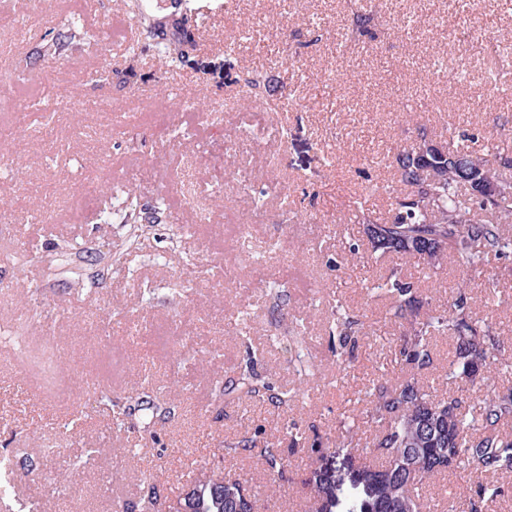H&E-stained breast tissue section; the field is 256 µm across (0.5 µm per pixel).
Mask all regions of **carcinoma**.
Segmentation results:
<instances>
[{"mask_svg": "<svg viewBox=\"0 0 512 512\" xmlns=\"http://www.w3.org/2000/svg\"><path fill=\"white\" fill-rule=\"evenodd\" d=\"M131 9L139 26L165 63L189 67L202 75L214 66L196 60L197 42L190 32L192 8L186 7L180 18L166 22L148 12L142 0H133ZM88 31L74 23L44 45V55L54 58L69 45L85 41ZM246 106L261 102L267 78L259 71L246 79ZM431 140H420L406 149L418 150L417 175L396 157L401 190L389 196V217L375 218L363 209L345 219L364 226L368 244L374 253L407 255L424 268L436 269L456 253L471 273L481 275L489 258L512 253V236L502 225L512 223V179L500 174L494 148L481 152L464 151L455 135L433 152ZM466 159L476 177L493 182L500 191L479 199L474 187L465 181L448 158ZM118 209L127 224H154L159 209L147 210L131 191L123 192ZM394 299V316L406 320L403 343L394 362L401 370L412 373L394 382L384 380L366 392V424L375 431L364 436L361 421L344 420L338 425L336 440L324 448L311 449L310 464L300 480L309 501V512H424L419 490L451 468L472 463L485 474L499 477L512 474V431L503 425L512 420V388L485 395L478 418L467 419L462 400L455 394L437 396L424 389L415 374L429 368L433 358L431 339L447 335L453 340L454 359L448 377L471 382L494 370L509 367L503 355L500 336L491 324L471 315L467 288L469 280L457 285L448 309L437 312L424 307L418 296L414 277L396 272L377 285ZM359 320L341 315L336 318V332L342 345L354 339ZM240 391L249 397L267 392L265 400L285 404L288 394L278 392L268 382L251 373H243L224 387V394ZM226 454H258L271 476L269 490H276V477L283 476L285 459L279 438L272 437L258 446L252 437L224 443ZM336 460V471L322 470L321 456ZM504 487L479 484L478 500L469 501L470 512H477L485 498L501 497ZM190 512H255L256 496L242 481L222 478H196L190 482ZM123 512H179L171 501L149 497L142 502L126 503Z\"/></svg>", "mask_w": 512, "mask_h": 512, "instance_id": "1", "label": "carcinoma"}]
</instances>
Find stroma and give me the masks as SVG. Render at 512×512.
<instances>
[{
  "label": "stroma",
  "instance_id": "1",
  "mask_svg": "<svg viewBox=\"0 0 512 512\" xmlns=\"http://www.w3.org/2000/svg\"><path fill=\"white\" fill-rule=\"evenodd\" d=\"M45 2L39 20L23 7L0 31V125L18 105L39 107L34 128L0 154L4 245L21 258L0 269V459L13 512L170 500L202 468L247 482L257 512H302L312 443L334 439L372 382L401 375L393 359L404 328L372 285L401 270L441 311L467 274L454 256L434 271L371 256L362 225L342 216L369 182L381 191L368 206L385 215L395 157L419 134L441 142L453 124L478 151L512 127V69L494 52L512 41V0H474L461 24L457 0H235L229 14L197 0L200 55L222 66L203 86L190 68L159 66L148 38L142 63L117 57L129 18L116 0ZM353 7L371 15L370 34L350 37ZM65 15L94 42L38 57ZM267 27L278 29L281 54L259 47L254 33ZM252 70L270 90L248 108L241 80ZM404 108L413 121L401 120ZM118 113L128 116L119 128ZM249 125L260 138L241 136ZM224 151L225 170L216 162ZM127 189L163 207L141 241L102 218ZM64 245L80 254L85 287H70L59 267ZM470 295L473 316L493 322L512 357V256L490 259ZM336 300L364 322L349 361L329 334ZM431 350L434 365L418 379L433 394L453 392L470 409L512 387V368L484 381L448 378L447 336ZM247 367L294 400L277 410L224 395ZM148 388L166 411L144 408ZM100 392L113 412H131L135 431L115 428ZM274 432L286 468L271 494L260 457L229 458L224 444ZM484 479L476 466L454 468L422 498L429 512H461Z\"/></svg>",
  "mask_w": 512,
  "mask_h": 512
}]
</instances>
